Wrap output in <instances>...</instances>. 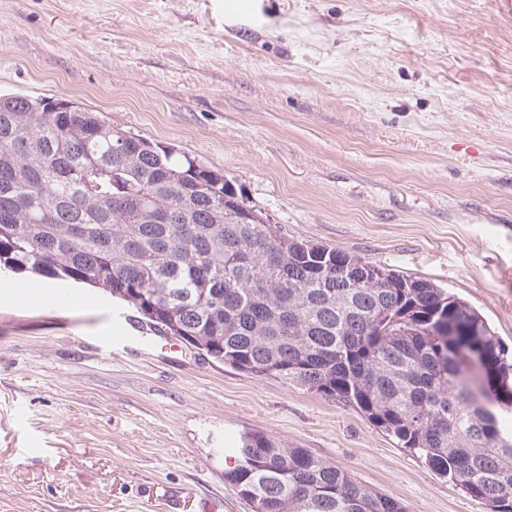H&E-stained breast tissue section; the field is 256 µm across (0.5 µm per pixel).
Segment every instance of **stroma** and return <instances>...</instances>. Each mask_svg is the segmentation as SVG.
Wrapping results in <instances>:
<instances>
[{
  "mask_svg": "<svg viewBox=\"0 0 512 512\" xmlns=\"http://www.w3.org/2000/svg\"><path fill=\"white\" fill-rule=\"evenodd\" d=\"M0 92L221 170L280 234L431 281L512 347V0H0ZM56 287L0 294V512H251L224 473L255 430L405 512H489L353 409Z\"/></svg>",
  "mask_w": 512,
  "mask_h": 512,
  "instance_id": "1",
  "label": "stroma"
}]
</instances>
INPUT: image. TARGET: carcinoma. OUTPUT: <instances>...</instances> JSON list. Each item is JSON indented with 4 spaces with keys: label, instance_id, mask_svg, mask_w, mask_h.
Instances as JSON below:
<instances>
[{
    "label": "carcinoma",
    "instance_id": "1",
    "mask_svg": "<svg viewBox=\"0 0 512 512\" xmlns=\"http://www.w3.org/2000/svg\"><path fill=\"white\" fill-rule=\"evenodd\" d=\"M235 183L71 101L0 93V269L99 288L211 359L351 406L437 474L512 512V430L460 383L472 354L512 409V350L430 281L320 288L358 265L278 234ZM224 473L252 512H404L263 432Z\"/></svg>",
    "mask_w": 512,
    "mask_h": 512
}]
</instances>
